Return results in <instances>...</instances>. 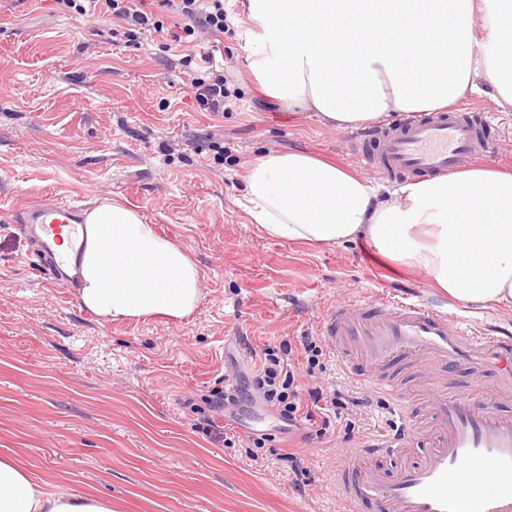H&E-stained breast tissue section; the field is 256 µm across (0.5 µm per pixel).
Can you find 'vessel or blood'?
I'll return each mask as SVG.
<instances>
[{
	"instance_id": "vessel-or-blood-1",
	"label": "vessel or blood",
	"mask_w": 512,
	"mask_h": 512,
	"mask_svg": "<svg viewBox=\"0 0 512 512\" xmlns=\"http://www.w3.org/2000/svg\"><path fill=\"white\" fill-rule=\"evenodd\" d=\"M489 117L447 112L409 113L387 127L348 136L359 164L404 179L441 175L474 156L493 153L485 136ZM82 208L61 199L30 203L12 213V226L47 257L49 284L75 287L84 248ZM321 332L342 367L391 404L400 420L395 435L371 443L391 455L393 476L360 466L348 450L334 473L341 500L375 501L381 512H512V336L489 325L448 316L420 296L347 299L328 308ZM399 355L420 356L435 380L406 396L385 367ZM496 378L485 399L448 391L455 366Z\"/></svg>"
}]
</instances>
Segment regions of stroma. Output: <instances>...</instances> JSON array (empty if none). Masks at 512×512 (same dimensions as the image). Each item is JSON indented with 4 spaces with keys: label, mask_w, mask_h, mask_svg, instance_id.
I'll return each instance as SVG.
<instances>
[{
    "label": "stroma",
    "mask_w": 512,
    "mask_h": 512,
    "mask_svg": "<svg viewBox=\"0 0 512 512\" xmlns=\"http://www.w3.org/2000/svg\"><path fill=\"white\" fill-rule=\"evenodd\" d=\"M230 32L201 52L224 60L240 95L224 115L198 111L175 51L157 33L126 41L101 14H65L54 0H0V454L61 492L110 498L116 512H342L327 434L292 466L301 431L281 434L275 412L252 401L242 420L185 408L223 389L272 344L300 358L327 308L352 296L420 293L475 322L512 326L430 288L408 265L358 241L334 248L261 233L237 204L247 163L303 150L354 168L344 132L266 98L246 57L245 0H224ZM467 108L492 117L490 161L512 166V112L484 95ZM223 141L217 157L209 140ZM44 196L90 207L129 203L180 245L203 285L180 322L102 324L75 290L50 288L11 226L13 209ZM337 384L370 397L373 434L396 424L387 403L337 361ZM269 434L263 448L248 431Z\"/></svg>",
    "instance_id": "obj_1"
}]
</instances>
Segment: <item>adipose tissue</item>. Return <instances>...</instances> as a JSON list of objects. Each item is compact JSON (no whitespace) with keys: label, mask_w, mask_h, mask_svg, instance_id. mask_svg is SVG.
<instances>
[{"label":"adipose tissue","mask_w":512,"mask_h":512,"mask_svg":"<svg viewBox=\"0 0 512 512\" xmlns=\"http://www.w3.org/2000/svg\"><path fill=\"white\" fill-rule=\"evenodd\" d=\"M250 69L292 112L344 131L440 111L493 89L512 112V0H248ZM270 237L371 242L476 308L512 310V173L478 162L386 187L301 151L252 162L238 201ZM79 299L101 323L181 321L201 301L196 265L135 209L86 214ZM0 512H114L0 455Z\"/></svg>","instance_id":"1"}]
</instances>
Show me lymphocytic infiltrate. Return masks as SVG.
<instances>
[{"instance_id":"lymphocytic-infiltrate-1","label":"lymphocytic infiltrate","mask_w":512,"mask_h":512,"mask_svg":"<svg viewBox=\"0 0 512 512\" xmlns=\"http://www.w3.org/2000/svg\"><path fill=\"white\" fill-rule=\"evenodd\" d=\"M59 9L86 15L89 6H97L100 13L119 22L128 39L138 32L152 30L167 33L172 47L183 48L180 64L188 76L187 93L198 109L214 115L223 114L231 91L224 74V66L214 55L199 52V34L224 32L227 15L224 0H157L160 8L176 20L174 29H165L156 14L143 8L142 0H55ZM302 352L305 368H297L292 358L282 356L272 345H264L259 355L260 366L250 378L232 374L225 376L224 389L216 393L214 407L239 405L246 392H253L267 408L274 410L287 427H300L302 422L320 418L321 426L306 432V440L322 438L332 418L345 420L344 436L352 438L364 434L365 429L355 418L361 398L345 394L336 385H319L303 390L299 372L314 375L324 369L323 347L313 337H304Z\"/></svg>"}]
</instances>
